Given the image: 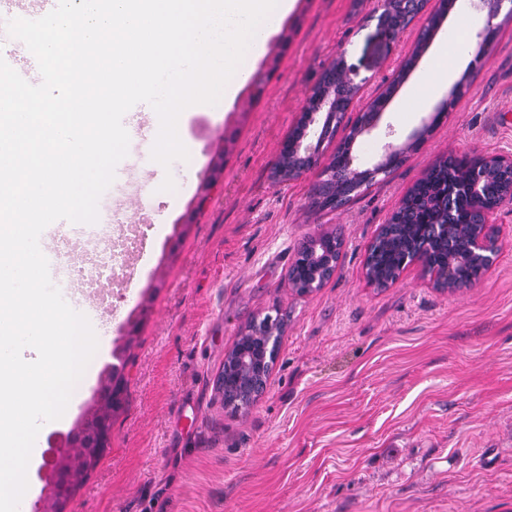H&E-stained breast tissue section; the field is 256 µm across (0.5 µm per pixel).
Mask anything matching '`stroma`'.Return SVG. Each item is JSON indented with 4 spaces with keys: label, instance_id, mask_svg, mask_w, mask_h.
Instances as JSON below:
<instances>
[{
    "label": "stroma",
    "instance_id": "stroma-1",
    "mask_svg": "<svg viewBox=\"0 0 512 512\" xmlns=\"http://www.w3.org/2000/svg\"><path fill=\"white\" fill-rule=\"evenodd\" d=\"M436 3L392 41L377 26L379 0H298L285 41L254 64L261 93L185 119L188 159L166 168L130 143L133 170L110 204L147 225V243L105 284L113 318L93 328L101 343L66 418L39 435L80 420L124 343L128 400L63 512H512V200L496 211L497 259L472 286L435 288L416 265L389 288L364 277L368 246L437 161L512 157V20L497 17L493 42L463 61L469 90L449 82L411 111L387 106L356 139L353 165L365 169L386 142L419 137L347 203L313 204L335 142L299 177L272 175L324 71L345 59L352 107L365 108ZM218 162L221 179L204 190ZM142 182L143 204L129 212ZM327 232L343 240L336 271L298 295L287 284L293 258ZM269 313L284 329L267 390L231 411L215 379L238 336Z\"/></svg>",
    "mask_w": 512,
    "mask_h": 512
}]
</instances>
